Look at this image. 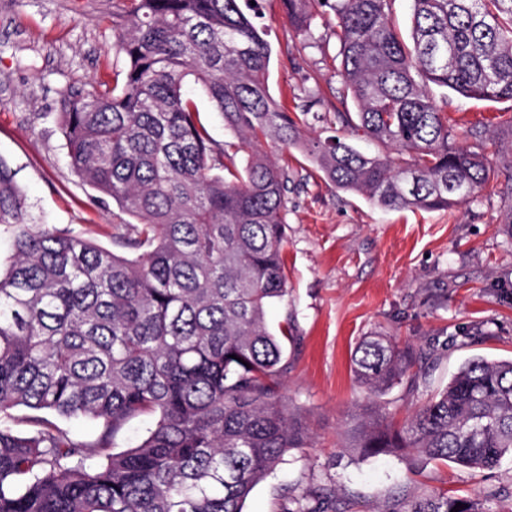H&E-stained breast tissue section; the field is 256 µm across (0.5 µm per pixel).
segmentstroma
Segmentation results:
<instances>
[{"instance_id":"35a3bbf8","label":"stroma","mask_w":512,"mask_h":512,"mask_svg":"<svg viewBox=\"0 0 512 512\" xmlns=\"http://www.w3.org/2000/svg\"><path fill=\"white\" fill-rule=\"evenodd\" d=\"M259 26L272 48L268 86L285 108L308 105L304 136L325 135L320 118L347 111L336 72V20L320 11L297 35L281 0H258ZM115 0H0V159L15 170L42 223L113 248L114 225L130 220L115 202L99 203L68 164L60 125L69 87L110 88L123 68L116 49ZM447 98L459 140L484 131L491 166L474 202L448 210H387L336 188L297 148L273 150L288 169L283 258L288 295L270 305V330L290 323L279 393L303 416L311 447L291 450L251 492L244 512H280L284 494L332 488L340 505L381 512L398 487L484 498L490 512H512V458L491 471L423 464L408 478L396 456L363 459L345 432L363 409L405 422L443 389L469 358H512V213L499 190L512 174V101ZM380 334L414 346L427 377L375 393L360 385L351 356L362 337Z\"/></svg>"}]
</instances>
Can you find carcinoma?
<instances>
[{
	"label": "carcinoma",
	"instance_id": "1",
	"mask_svg": "<svg viewBox=\"0 0 512 512\" xmlns=\"http://www.w3.org/2000/svg\"><path fill=\"white\" fill-rule=\"evenodd\" d=\"M336 19L337 71L376 146L301 138L269 93L271 47L251 0H117L121 87L67 88L61 126L70 168L135 219L114 242L128 257L39 224L0 159V512H243L252 490L295 448L306 423L276 394L290 327L267 306L288 295L282 251L288 175L263 143L300 148L336 187L384 209L447 210L476 200L490 166L457 140L448 101H512V0H413L411 43L391 0H282L308 32L312 2ZM250 150L211 139L188 79ZM409 344L366 336L357 381L382 392L409 379ZM27 409L18 417L13 411ZM154 423L115 453L127 423ZM98 424L79 439L53 417ZM23 422L26 433L15 429ZM363 457L394 455L413 472L450 462L492 470L512 454V359L475 357L398 426L368 407L347 431ZM484 512L469 496H420L381 512ZM343 512L336 491L285 497L281 512Z\"/></svg>",
	"mask_w": 512,
	"mask_h": 512
}]
</instances>
